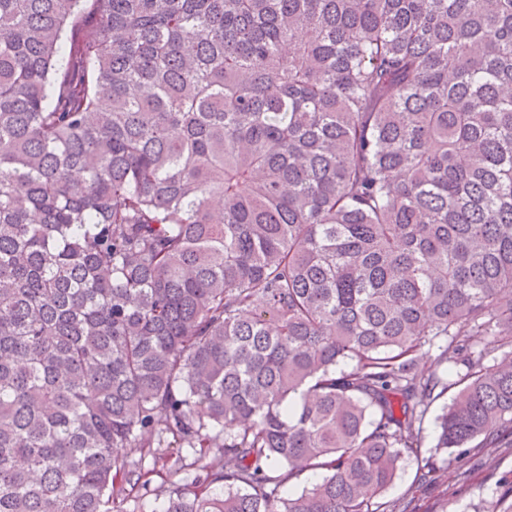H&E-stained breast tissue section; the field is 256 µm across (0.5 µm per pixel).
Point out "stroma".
Masks as SVG:
<instances>
[{"label":"stroma","instance_id":"1","mask_svg":"<svg viewBox=\"0 0 512 512\" xmlns=\"http://www.w3.org/2000/svg\"><path fill=\"white\" fill-rule=\"evenodd\" d=\"M440 411V405L431 407L423 423L422 448L403 457L387 500L410 502L413 512H502L512 503V447L474 448L461 458L449 456L443 483H418V459L434 451Z\"/></svg>","mask_w":512,"mask_h":512}]
</instances>
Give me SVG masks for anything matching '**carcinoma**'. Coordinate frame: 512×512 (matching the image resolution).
Returning a JSON list of instances; mask_svg holds the SVG:
<instances>
[{"instance_id": "carcinoma-1", "label": "carcinoma", "mask_w": 512, "mask_h": 512, "mask_svg": "<svg viewBox=\"0 0 512 512\" xmlns=\"http://www.w3.org/2000/svg\"><path fill=\"white\" fill-rule=\"evenodd\" d=\"M451 389L422 484L512 437V0H0V512H410ZM161 450H165L164 452L167 454L166 460L167 465L165 466L163 472H160L159 476L154 475L153 482L151 484L150 489H154L161 485L162 479L171 482L177 483H185L189 482L196 474V471L193 469H188L185 464H188L192 461V453L189 448H161Z\"/></svg>"}]
</instances>
